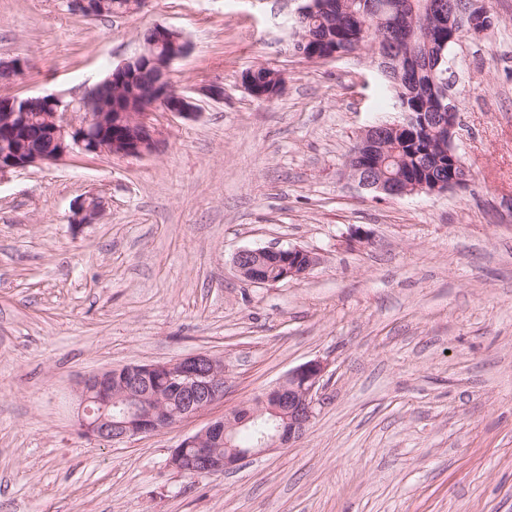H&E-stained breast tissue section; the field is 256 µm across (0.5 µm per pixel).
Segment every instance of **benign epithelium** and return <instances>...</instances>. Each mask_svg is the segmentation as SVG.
<instances>
[{
    "instance_id": "7a95c632",
    "label": "benign epithelium",
    "mask_w": 512,
    "mask_h": 512,
    "mask_svg": "<svg viewBox=\"0 0 512 512\" xmlns=\"http://www.w3.org/2000/svg\"><path fill=\"white\" fill-rule=\"evenodd\" d=\"M69 7L89 18L98 15V0H69ZM425 33L432 36L448 30V41L459 42L460 19H469L470 31L482 36L494 26V18L486 0H450L427 3L421 13ZM155 41L142 51L112 69V111L98 110V88L95 84L75 101L63 102L58 95L20 97L14 94L0 97V129L10 133L13 149L0 154V177L17 169L39 164H53L70 154L145 157L155 153L162 143V132L150 122L157 112H169L184 118L199 115L193 98L176 90L171 80L175 62L185 57L189 41L178 30L156 25ZM155 68V80L145 85L140 74ZM457 74L448 67V81L434 82L432 112H407L403 123L373 126L360 138V143H372L379 151L387 150V139L415 124L417 129L430 132L438 128L448 132V143L428 148V160L440 165L448 156L457 168L453 180L442 177L413 179L400 169L386 178L377 179L369 166L358 168L359 186L387 196L400 197L415 193L442 194L459 190L469 183V171L453 148L458 127V105L453 93ZM245 90L258 99H270L280 93V87L258 89L254 71L242 74ZM36 100L49 108L42 113L43 134L52 145L59 147L54 154L39 153L29 138L30 114L28 101ZM102 208L98 199L84 202L74 210L73 221L90 224ZM317 264L309 251L297 248L243 249L234 257L240 278L253 284H274L287 279H300ZM327 370L321 360L309 361L290 371L270 391L247 406L246 413L234 410L212 422L170 449L168 465L182 473L193 475L225 473L243 460L281 448H288L302 435L314 417L316 395ZM161 379L168 391L152 394L144 389L142 378ZM79 410L77 430L85 438L120 443L140 435L167 430L224 399V360L199 353L164 363L146 365L140 374L125 378L121 385L112 384V370L89 374L78 381ZM181 402V410L173 411L169 403ZM283 419L272 434L259 440L256 448H232L231 439L237 430L258 417ZM227 445L224 454L214 445Z\"/></svg>"
}]
</instances>
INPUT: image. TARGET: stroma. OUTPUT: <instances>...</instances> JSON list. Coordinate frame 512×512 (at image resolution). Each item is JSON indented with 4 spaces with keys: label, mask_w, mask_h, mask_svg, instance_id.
<instances>
[{
    "label": "stroma",
    "mask_w": 512,
    "mask_h": 512,
    "mask_svg": "<svg viewBox=\"0 0 512 512\" xmlns=\"http://www.w3.org/2000/svg\"><path fill=\"white\" fill-rule=\"evenodd\" d=\"M305 0H147L89 19L66 0H0L9 93L72 96L164 24L189 40L173 66L200 114L156 112L159 150L34 165L0 178V512H512V0L453 50L472 180L389 198L349 155L401 120L370 49H295ZM280 71L270 100L242 72ZM219 83L214 101L199 87ZM96 195L95 223L73 209ZM298 247L304 278L243 281V249ZM224 360V399L112 444L76 428V384L130 363ZM327 365L291 447L188 477L171 448L289 370ZM254 73L260 84L272 83V80H268L272 71L267 68L257 67L255 70L244 72L242 74V84L251 96L258 99H270L282 92V90H280V86H272L268 91L258 90V84L254 80Z\"/></svg>",
    "instance_id": "obj_1"
}]
</instances>
